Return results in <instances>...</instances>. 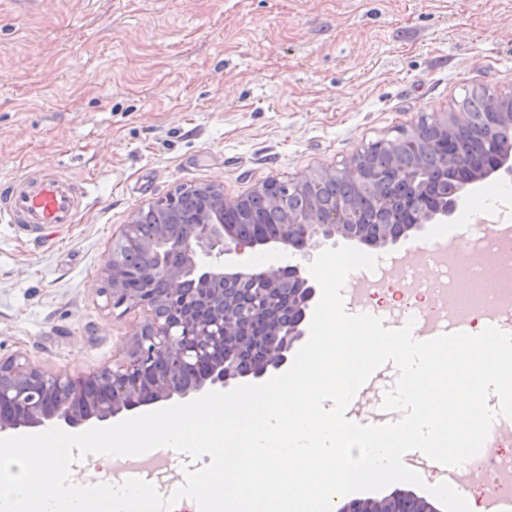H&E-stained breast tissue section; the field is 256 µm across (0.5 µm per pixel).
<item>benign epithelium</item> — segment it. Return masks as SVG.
<instances>
[{
  "mask_svg": "<svg viewBox=\"0 0 512 512\" xmlns=\"http://www.w3.org/2000/svg\"><path fill=\"white\" fill-rule=\"evenodd\" d=\"M479 97L487 111L458 108L416 122L399 134L400 147L387 162L389 179L410 188L400 199L382 187V175L369 148L357 151L340 169L273 179L249 196L228 201L218 184H182L173 193L138 209L112 237V250L102 268L104 293L112 304L143 306L150 319L135 341L127 360L115 367L72 377L46 372L16 356L0 359V405L17 414L0 416V433L36 428L50 422L76 429L92 419L108 421L137 407L174 397L224 391L232 382L260 380L282 369L288 353L305 335L307 310L316 289L298 265L224 270V253L243 254L261 246L306 258L321 244L338 236L370 247L394 246L425 224L451 220L462 191L492 175L512 178V94L486 86ZM472 129L480 143L458 141L463 129ZM441 141L448 152L436 164L448 170V193L419 182L426 149ZM341 178L354 185L357 196L337 198L328 209L318 196L321 184ZM294 189L307 200L302 209L286 208L284 195ZM191 191L203 198L202 208L175 224L169 202ZM262 199L281 213L282 229L275 238L245 237L224 216L256 214ZM146 251L153 263L145 272L143 292L124 288V266L136 251ZM266 321L262 335L250 332L257 318ZM338 512H437L422 497L403 493L380 499H352Z\"/></svg>",
  "mask_w": 512,
  "mask_h": 512,
  "instance_id": "obj_1",
  "label": "benign epithelium"
}]
</instances>
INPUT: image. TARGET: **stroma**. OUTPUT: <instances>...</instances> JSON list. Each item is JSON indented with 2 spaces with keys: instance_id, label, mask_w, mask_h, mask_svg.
Here are the masks:
<instances>
[{
  "instance_id": "stroma-1",
  "label": "stroma",
  "mask_w": 512,
  "mask_h": 512,
  "mask_svg": "<svg viewBox=\"0 0 512 512\" xmlns=\"http://www.w3.org/2000/svg\"><path fill=\"white\" fill-rule=\"evenodd\" d=\"M512 91V0H0V184L55 179L77 223H0V359L89 375L149 319L112 305V233L183 183L230 198ZM496 177L451 224L472 222Z\"/></svg>"
}]
</instances>
